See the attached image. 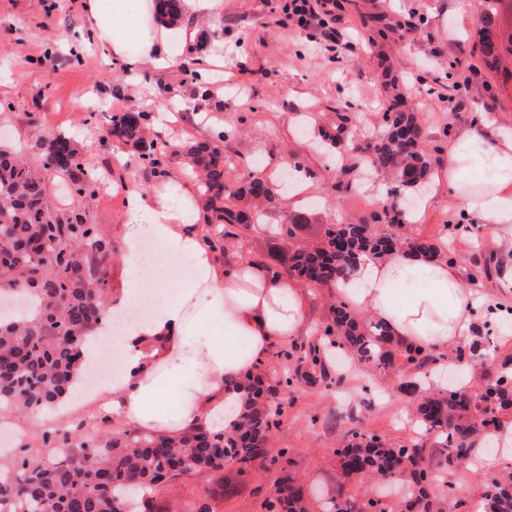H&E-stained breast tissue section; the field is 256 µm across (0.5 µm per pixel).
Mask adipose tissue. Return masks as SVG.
<instances>
[{
    "label": "adipose tissue",
    "mask_w": 512,
    "mask_h": 512,
    "mask_svg": "<svg viewBox=\"0 0 512 512\" xmlns=\"http://www.w3.org/2000/svg\"><path fill=\"white\" fill-rule=\"evenodd\" d=\"M223 7V0H181L180 18L169 26L160 20L157 0H85L92 41L124 71L180 67L171 47L192 40L190 19L217 15ZM445 154L436 185L456 188L461 204L483 224H512V129L485 117L457 129ZM124 203L131 212H149L150 239L164 253L188 260L191 271L184 278L160 275L154 286L161 299L141 314L143 255L138 238L128 240V286L113 296L84 349L85 366L100 365L112 344L113 321H125L122 367L98 390L97 409L141 432L174 439L195 428L232 429L245 401L240 382L274 348L307 335V294L295 280L272 278L247 256L231 272H217L198 190L180 173L149 191L126 190ZM336 294L427 353L470 342L471 311L479 300L464 285L459 264L396 251L360 255L353 277L340 282Z\"/></svg>",
    "instance_id": "adipose-tissue-1"
}]
</instances>
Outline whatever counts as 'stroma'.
Listing matches in <instances>:
<instances>
[{
  "instance_id": "35a3bbf8",
  "label": "stroma",
  "mask_w": 512,
  "mask_h": 512,
  "mask_svg": "<svg viewBox=\"0 0 512 512\" xmlns=\"http://www.w3.org/2000/svg\"><path fill=\"white\" fill-rule=\"evenodd\" d=\"M287 0H224L219 17L195 23L203 40L195 72L187 68L147 69L127 74L105 52L87 42L84 0H0V146L37 156L39 135L64 131L99 166L130 153L122 144H102L100 132L117 107L147 113L160 140L185 144L221 131L232 165L227 184L245 183L249 165L261 160L264 177L281 185L289 165L299 164L307 198L280 195L276 209L261 217L246 243L263 254L268 230L286 214L306 212L307 238L322 225L370 219L379 201L368 193L343 189L346 168L363 166L384 129L390 78L417 112L426 144L446 145V129L471 124L476 110L512 126V81L502 82L476 69L477 0H336V29L345 50L331 53L316 27L293 28L283 6ZM467 78L461 95L446 100L452 80ZM173 99L194 102V110L167 113ZM355 116L353 135L339 147L315 149L313 140L334 133L336 115ZM126 185L152 188L155 180L139 164L125 171ZM125 187H104L88 207L94 221L112 238L118 252L109 272L113 293L127 286L122 252L132 235H144L147 218L124 205ZM478 224L477 214L457 206L444 189L420 221L406 225L410 236H438L443 224ZM467 245L465 273L490 266L491 278L476 285L486 296L474 311L478 335L506 340L499 358L512 356V289L501 288L499 275L512 267V235L482 228L480 238L463 234L453 247ZM339 386L302 385L286 405L271 452L285 448L293 469L307 488L312 512L339 495L358 499L394 495V482L383 484L346 475L335 451L348 430L382 436L400 444L410 433L403 418L409 398L394 385H381L368 365L345 361ZM280 463L266 462L258 473L240 479L235 466L213 473L210 485L238 480L234 495L216 500L217 512H261L274 489Z\"/></svg>"
}]
</instances>
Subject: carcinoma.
Returning a JSON list of instances; mask_svg holds the SVG:
<instances>
[{
    "instance_id": "1",
    "label": "carcinoma",
    "mask_w": 512,
    "mask_h": 512,
    "mask_svg": "<svg viewBox=\"0 0 512 512\" xmlns=\"http://www.w3.org/2000/svg\"><path fill=\"white\" fill-rule=\"evenodd\" d=\"M497 2L481 0L479 52L484 65L501 71L507 81L512 71L500 68L502 56L493 40ZM401 104L398 95L389 102L384 112L386 132L374 144L366 169L394 179L405 167L411 174L399 186L422 187L431 154L418 117ZM101 138L132 148L151 176H165L167 152L147 139L145 113H112ZM183 150L199 178L205 223L223 227L209 238L213 250L222 253L243 243L255 222L231 200H247L258 211L273 209L278 192L260 177L227 186L224 172L232 162L224 156V145L214 139L195 141ZM49 172L66 177L71 193L81 202L99 194L102 175L112 176V165L99 172L82 159L80 149L63 132L42 142L36 161L0 149V260L8 266L0 270V277H8L14 292L34 303L16 319L0 318V414L55 409L69 396L87 338L98 327L109 300L107 262L112 241L87 211L49 204ZM387 204L384 225L327 224L310 244L299 240L309 223L307 215L289 216L287 223L273 230L266 268L274 278L291 276L325 288L332 296L337 282L351 276L358 257L366 252L381 256L405 249L450 263L460 259L443 251L434 238L395 232L406 214L395 208L394 201ZM330 312L318 341L274 352L281 365L276 384L264 379L262 369L245 379L246 402L232 429H200L179 440L138 430L116 434L112 418L105 415L44 432L42 447L23 448L0 462V512H159L155 499L174 482L207 477L226 463L247 473L256 459L268 455L288 395L313 379H330L326 361L341 353L381 374L399 365V388L413 400L414 417L422 428L420 436L402 445L349 430L340 453L344 471L380 476L396 471L406 488L403 512H448V497L434 480H425L428 440L438 448L436 464L444 470L461 458H473L478 440H491L500 431L497 413L512 408V373L503 371L475 400L453 387L431 389L423 382L426 368L444 355L398 342L383 325L362 318L340 299ZM278 458L285 467L275 494L261 503L262 512H310L305 485L288 473L292 465L288 449H280ZM481 493L484 512H512V468L505 467L484 483ZM357 507L353 499L333 498L325 503L324 512H355Z\"/></svg>"
}]
</instances>
